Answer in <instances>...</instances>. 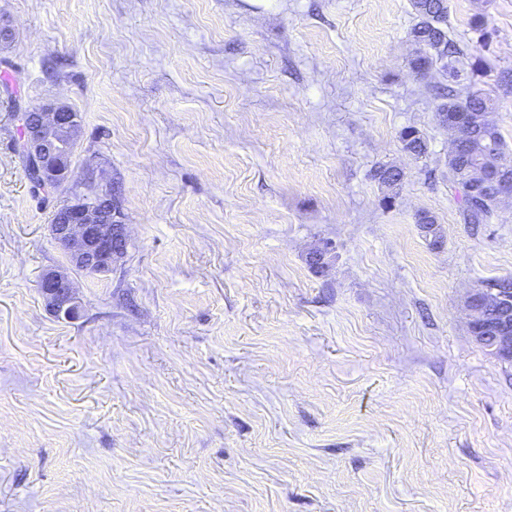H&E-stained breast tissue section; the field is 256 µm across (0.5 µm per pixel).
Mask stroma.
<instances>
[{"mask_svg": "<svg viewBox=\"0 0 512 512\" xmlns=\"http://www.w3.org/2000/svg\"><path fill=\"white\" fill-rule=\"evenodd\" d=\"M416 22L410 0H0V512H512V365L464 307L512 276V198L464 222ZM448 31L512 163V0H448ZM52 99L83 131L46 195L14 114ZM379 164L404 172L389 206ZM109 184L127 252L58 319L51 215ZM400 142L402 150L415 159L422 158L428 153V143L415 127H406L400 134Z\"/></svg>", "mask_w": 512, "mask_h": 512, "instance_id": "1", "label": "stroma"}]
</instances>
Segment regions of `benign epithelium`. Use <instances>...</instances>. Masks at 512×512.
<instances>
[{
	"label": "benign epithelium",
	"instance_id": "1",
	"mask_svg": "<svg viewBox=\"0 0 512 512\" xmlns=\"http://www.w3.org/2000/svg\"><path fill=\"white\" fill-rule=\"evenodd\" d=\"M23 128L19 153L30 181L49 194L66 189L74 177V149L81 137L78 114L63 102L53 101L15 114ZM51 236L67 257V266L43 274L40 291L45 306L56 318L74 321L81 317L82 303L73 272L104 275L124 257L128 244L127 224L117 194L106 189L94 201L75 197L61 204L49 224ZM512 305V290L473 288L465 299L468 331L480 344L491 341L489 351L512 359V332L505 328L487 337L482 334L486 310Z\"/></svg>",
	"mask_w": 512,
	"mask_h": 512
}]
</instances>
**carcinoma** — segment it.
<instances>
[{
    "label": "carcinoma",
    "instance_id": "obj_1",
    "mask_svg": "<svg viewBox=\"0 0 512 512\" xmlns=\"http://www.w3.org/2000/svg\"><path fill=\"white\" fill-rule=\"evenodd\" d=\"M417 23L411 29L415 52L409 60L410 67L421 75L440 66L448 85L438 93L440 102L435 112L440 123L448 122L453 115L458 123L459 145L455 153H448V177L453 183L466 186L469 175L482 172L487 185L481 187V194L473 196L462 191V216L467 224H488L494 216L503 188H512V164L504 161L507 146L496 124L486 119L492 109L490 97L480 89H472V76L454 65L463 51L455 46L448 36V0H411ZM402 150L419 159L428 153V143L413 126L400 134ZM372 179L387 189L383 201L386 204L398 194L402 172L387 165L376 166ZM416 224L430 244L442 243V235L436 217L421 212Z\"/></svg>",
    "mask_w": 512,
    "mask_h": 512
}]
</instances>
